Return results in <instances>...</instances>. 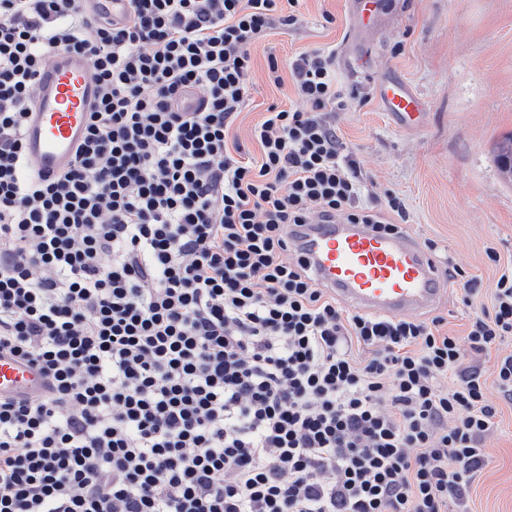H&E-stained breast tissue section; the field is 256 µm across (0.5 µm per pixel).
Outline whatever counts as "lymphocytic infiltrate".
<instances>
[{"label": "lymphocytic infiltrate", "instance_id": "f902f5d3", "mask_svg": "<svg viewBox=\"0 0 512 512\" xmlns=\"http://www.w3.org/2000/svg\"><path fill=\"white\" fill-rule=\"evenodd\" d=\"M126 2L116 25L0 0V354L48 381L0 399V512H448L488 464L489 390L512 400L511 352L464 365L512 335V263L461 336L344 310L285 260L289 225L391 232L404 204L363 203L321 119L346 106L334 51L269 57L299 103L267 107L258 159L227 145L251 45L301 0ZM58 51L100 95L47 180L22 133Z\"/></svg>", "mask_w": 512, "mask_h": 512}]
</instances>
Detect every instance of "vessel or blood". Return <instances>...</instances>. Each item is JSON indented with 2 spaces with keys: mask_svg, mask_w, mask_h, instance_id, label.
I'll list each match as a JSON object with an SVG mask.
<instances>
[{
  "mask_svg": "<svg viewBox=\"0 0 512 512\" xmlns=\"http://www.w3.org/2000/svg\"><path fill=\"white\" fill-rule=\"evenodd\" d=\"M378 94L394 124L421 127L427 106L406 83H381ZM98 82L88 60L71 52L50 57L36 86L23 134L31 174L53 178L72 163L87 133ZM289 253L346 306L391 317L422 313L448 294V284L422 243L404 233L380 234L368 224H297L289 228ZM47 388L30 364L0 356V397H33Z\"/></svg>",
  "mask_w": 512,
  "mask_h": 512,
  "instance_id": "1",
  "label": "vessel or blood"
}]
</instances>
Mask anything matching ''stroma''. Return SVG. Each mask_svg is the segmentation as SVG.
<instances>
[{
  "label": "stroma",
  "instance_id": "35a3bbf8",
  "mask_svg": "<svg viewBox=\"0 0 512 512\" xmlns=\"http://www.w3.org/2000/svg\"><path fill=\"white\" fill-rule=\"evenodd\" d=\"M379 24L362 42L347 0H303L300 21L274 29L252 46L248 100L230 132L244 151L270 104L296 101L291 81L272 86L268 56L280 62L316 48L336 52V79L353 99L346 111L322 118L337 134L366 180L364 201L397 194L406 208L405 231L435 241L442 253L480 285L489 299L499 268L487 258L495 249L512 260V179L497 163L500 144L512 136V0H383ZM336 18L324 25L323 14ZM406 81L429 108L425 126L398 128L376 95L384 79ZM448 296L425 319L440 317L442 332L465 330L471 308L462 284L448 282ZM498 410L487 441L489 465L448 512H512V401L497 390Z\"/></svg>",
  "mask_w": 512,
  "mask_h": 512
}]
</instances>
